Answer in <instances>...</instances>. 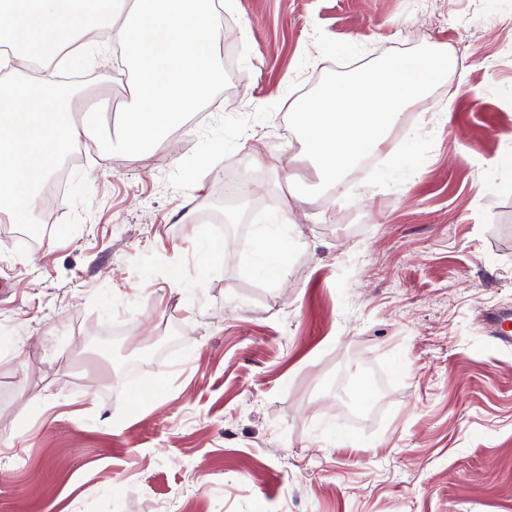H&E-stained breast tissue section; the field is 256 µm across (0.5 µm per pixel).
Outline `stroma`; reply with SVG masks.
<instances>
[{
	"label": "stroma",
	"mask_w": 512,
	"mask_h": 512,
	"mask_svg": "<svg viewBox=\"0 0 512 512\" xmlns=\"http://www.w3.org/2000/svg\"><path fill=\"white\" fill-rule=\"evenodd\" d=\"M433 42L468 91L294 208L285 285L249 273L290 181L318 183L290 103ZM215 51L223 83L149 159L104 121L49 232L0 223V512H512V347L485 322L512 310V0H235Z\"/></svg>",
	"instance_id": "obj_1"
}]
</instances>
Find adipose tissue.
<instances>
[{
  "instance_id": "adipose-tissue-1",
  "label": "adipose tissue",
  "mask_w": 512,
  "mask_h": 512,
  "mask_svg": "<svg viewBox=\"0 0 512 512\" xmlns=\"http://www.w3.org/2000/svg\"><path fill=\"white\" fill-rule=\"evenodd\" d=\"M222 23L218 10L186 0H0V222H37L40 189L71 148L110 154L95 125L74 119L70 91L53 81L30 85L18 67L50 69L67 50L82 64L101 63L119 45L136 65L120 138L146 158L222 83L214 51ZM290 214L280 209L262 227L250 272L283 281Z\"/></svg>"
}]
</instances>
